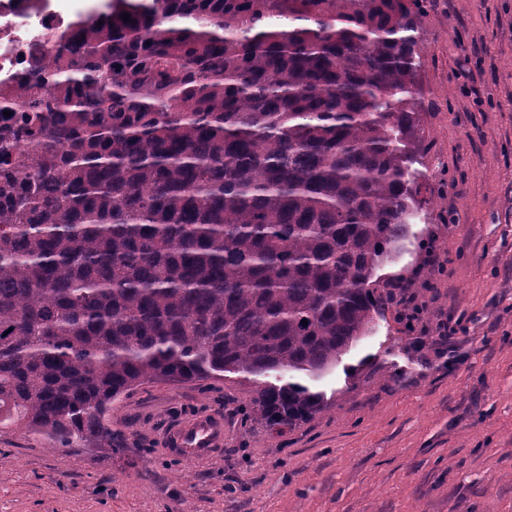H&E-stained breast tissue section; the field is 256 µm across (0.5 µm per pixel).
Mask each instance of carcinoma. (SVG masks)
<instances>
[{
    "instance_id": "carcinoma-1",
    "label": "carcinoma",
    "mask_w": 512,
    "mask_h": 512,
    "mask_svg": "<svg viewBox=\"0 0 512 512\" xmlns=\"http://www.w3.org/2000/svg\"><path fill=\"white\" fill-rule=\"evenodd\" d=\"M428 5L101 0L1 87L0 427L114 450L120 398L226 373L250 428L321 411L400 308Z\"/></svg>"
}]
</instances>
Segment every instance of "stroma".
<instances>
[{
    "instance_id": "1",
    "label": "stroma",
    "mask_w": 512,
    "mask_h": 512,
    "mask_svg": "<svg viewBox=\"0 0 512 512\" xmlns=\"http://www.w3.org/2000/svg\"><path fill=\"white\" fill-rule=\"evenodd\" d=\"M418 216L380 278L428 310L421 348L399 311L321 381L326 408L282 435L247 427L238 378L149 383L113 407L120 451L0 429V512H512V0H434L421 22ZM455 222L443 226L442 221ZM437 231L445 270L417 237ZM459 321L441 346L430 330ZM224 420L203 466L162 452L195 416Z\"/></svg>"
}]
</instances>
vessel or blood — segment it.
I'll list each match as a JSON object with an SVG mask.
<instances>
[{
  "instance_id": "b4317fda",
  "label": "vessel or blood",
  "mask_w": 512,
  "mask_h": 512,
  "mask_svg": "<svg viewBox=\"0 0 512 512\" xmlns=\"http://www.w3.org/2000/svg\"><path fill=\"white\" fill-rule=\"evenodd\" d=\"M224 446V421L198 416L173 425L165 435L164 451L175 459L197 463L220 454Z\"/></svg>"
}]
</instances>
